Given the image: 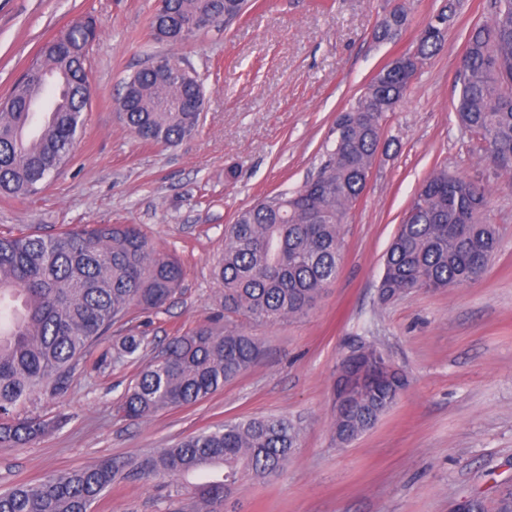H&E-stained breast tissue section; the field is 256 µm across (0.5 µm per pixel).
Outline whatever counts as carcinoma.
<instances>
[{"instance_id":"cac0c4a2","label":"carcinoma","mask_w":512,"mask_h":512,"mask_svg":"<svg viewBox=\"0 0 512 512\" xmlns=\"http://www.w3.org/2000/svg\"><path fill=\"white\" fill-rule=\"evenodd\" d=\"M248 0H165L174 22L229 25ZM453 4L425 26L417 54L443 45ZM405 21L395 8L374 37L391 39ZM156 42L176 43L180 31L159 14L149 22ZM98 38L91 20L72 24L43 44L19 80L0 97V195L34 194L72 159L84 127L87 47ZM177 75L164 80L144 66L123 82L125 125L144 141L175 145L200 125L201 113L186 108L204 95L197 71L172 56ZM415 70L404 57L384 66L355 103L336 116L331 149L316 172L293 192L269 196L240 211L227 230L217 278L224 313L278 322L306 315L336 279L344 224L361 199L375 165L382 125L402 101ZM455 112L512 173V0H493L486 19L466 42ZM486 190L436 168L424 181L399 225L383 261L378 285L385 303L414 288L435 290L478 281L495 258L499 230L485 216ZM184 269L173 254L156 249L135 224H95L53 234H0V445L30 444L45 424L15 418L14 409L38 393L62 396L88 349L132 308L155 310L180 290ZM140 336L112 343L96 367L137 358ZM257 340L237 327L203 325L172 337L127 387L121 410L130 419L165 408L194 405L248 370L258 359ZM407 386L404 374L373 382L336 409L337 447L369 430ZM299 428L286 416L269 415L218 424L170 448L117 465L61 471L0 492V512H92L93 504L123 476L187 480L210 467V480L195 486V512H216L238 484L277 475L297 446ZM473 512H512V486L491 501L471 500Z\"/></svg>"}]
</instances>
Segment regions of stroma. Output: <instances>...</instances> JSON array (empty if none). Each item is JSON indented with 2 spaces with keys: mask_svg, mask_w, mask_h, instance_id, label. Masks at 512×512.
<instances>
[{
  "mask_svg": "<svg viewBox=\"0 0 512 512\" xmlns=\"http://www.w3.org/2000/svg\"><path fill=\"white\" fill-rule=\"evenodd\" d=\"M446 0H251L228 29L179 45L151 41L158 0H0V95L40 47L92 18L99 38L86 67L92 97L70 164L42 191L0 197V229L50 234L62 227L136 224L177 256L181 291L166 306L130 312L76 368L64 397L17 406L46 420L35 442L0 446V491L104 459L123 462L228 421L281 415L300 428L280 476L248 480L238 512H450L463 496L492 498L512 480V174L454 112L469 30L490 0H454L438 52L422 59L384 124L366 190L352 209L336 279L308 315L242 321L262 349L257 363L205 400L130 421L117 411L128 385L169 339L223 309L213 269L225 229L259 199L298 189L319 165L338 112L388 62L416 52ZM407 21L376 42L396 5ZM153 54L183 58L205 91L198 131L174 147L137 138L121 121L122 81ZM484 187L499 252L476 283L415 288L387 304L376 285L382 257L422 182L436 167ZM144 340L139 360L96 369L123 336ZM385 346L407 377L396 405L348 446L332 425L336 367L350 339ZM194 500L171 478L117 479L93 512H179Z\"/></svg>",
  "mask_w": 512,
  "mask_h": 512,
  "instance_id": "stroma-1",
  "label": "stroma"
}]
</instances>
